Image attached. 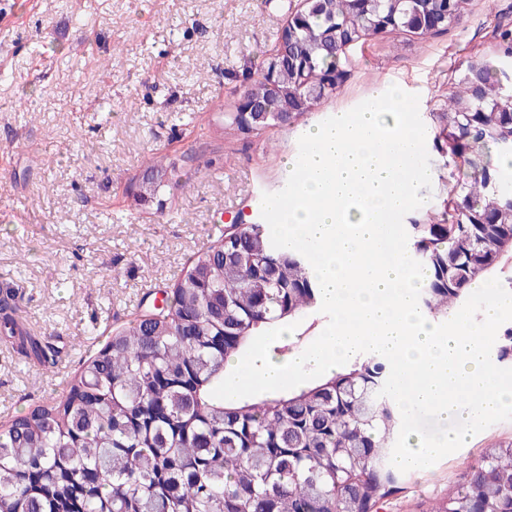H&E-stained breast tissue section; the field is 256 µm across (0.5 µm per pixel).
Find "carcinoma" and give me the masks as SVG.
Masks as SVG:
<instances>
[{
  "mask_svg": "<svg viewBox=\"0 0 512 512\" xmlns=\"http://www.w3.org/2000/svg\"><path fill=\"white\" fill-rule=\"evenodd\" d=\"M470 0H310L245 73L252 111L218 128L249 139L295 124L349 75L348 51L392 33L429 39L459 25ZM502 55L460 65L448 111L432 112L448 156L444 218L405 225L425 278L419 305L449 320L474 282L512 254V185L495 155L512 150V31ZM164 168L137 201H158ZM311 265L277 249L261 223L195 253L162 308L119 329L83 362L66 398L0 430V512H368L401 473L389 457L401 413L379 397L387 360L261 399L212 396L232 355L262 332L320 308ZM430 512H512V439L485 449L465 486Z\"/></svg>",
  "mask_w": 512,
  "mask_h": 512,
  "instance_id": "1",
  "label": "carcinoma"
}]
</instances>
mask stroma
Masks as SVG:
<instances>
[{"label":"stroma","instance_id":"obj_1","mask_svg":"<svg viewBox=\"0 0 512 512\" xmlns=\"http://www.w3.org/2000/svg\"><path fill=\"white\" fill-rule=\"evenodd\" d=\"M300 0H0V282L13 317L58 359L40 365L0 337V426L62 400L83 360L113 330L162 299L190 257L229 218H260L281 190L305 131L398 86L421 119L448 109L460 63L499 55L512 0H471L462 24L429 40L387 34L352 50L350 76L300 124L244 141L215 130L249 63L273 48ZM431 188L412 218L439 220L448 162L427 144ZM166 204L142 205L156 158ZM211 160L198 172L199 158ZM187 190L171 189V181ZM328 323L317 313L270 351L288 362ZM512 439V420L470 437L433 466L408 472L383 512H428L465 484L485 448Z\"/></svg>","mask_w":512,"mask_h":512}]
</instances>
